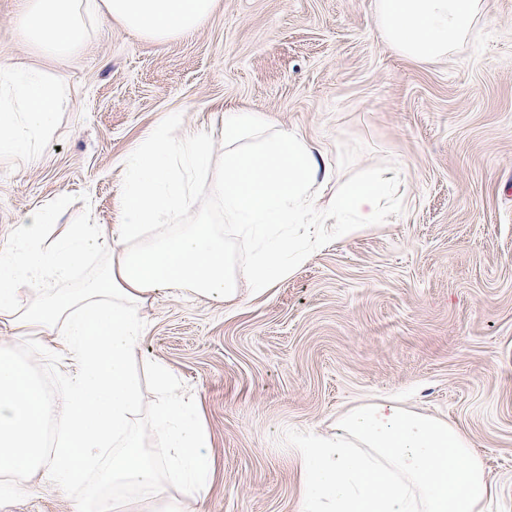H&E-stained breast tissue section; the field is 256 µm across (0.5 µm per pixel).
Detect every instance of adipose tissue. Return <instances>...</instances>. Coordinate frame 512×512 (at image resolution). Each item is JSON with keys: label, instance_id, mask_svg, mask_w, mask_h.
Masks as SVG:
<instances>
[{"label": "adipose tissue", "instance_id": "adipose-tissue-1", "mask_svg": "<svg viewBox=\"0 0 512 512\" xmlns=\"http://www.w3.org/2000/svg\"><path fill=\"white\" fill-rule=\"evenodd\" d=\"M217 0H23L20 28L39 58L79 53L105 18L163 43L197 31ZM486 0H374L373 22L399 56L443 60L487 20ZM68 106L61 84L35 66L0 64V160L42 162V144ZM121 221L32 210L0 241V491L20 495L41 477L87 484L83 512H201L214 474L197 401L176 390L172 369L139 361L142 317L158 291L186 290L217 304L256 296L290 278L324 246L386 219L401 172L369 168L338 184L325 147L257 110L224 113V161L212 136L170 112L122 161ZM208 177L222 221L186 224L197 180ZM337 184L329 213L318 204ZM102 262L76 279L89 256ZM45 349L61 386L47 395L14 347ZM158 394L142 434V375ZM335 440L298 449L302 512H481L491 495L467 435L447 420L388 399L350 409ZM98 465L95 481L89 466Z\"/></svg>", "mask_w": 512, "mask_h": 512}]
</instances>
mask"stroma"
<instances>
[{"mask_svg":"<svg viewBox=\"0 0 512 512\" xmlns=\"http://www.w3.org/2000/svg\"><path fill=\"white\" fill-rule=\"evenodd\" d=\"M23 0H0V62L33 63ZM374 0H218L166 43L95 21L81 53L43 62L69 105L46 165L0 163V237L27 211L121 217V159L166 113L212 134L224 108L266 112L321 142L343 181L398 167V215L329 238L292 277L229 308L181 290L146 310L143 358L198 398L215 475L203 512H300L295 449L347 409L399 398L453 422L512 512V0L445 62L390 50ZM82 488L43 484L0 512H78Z\"/></svg>","mask_w":512,"mask_h":512,"instance_id":"obj_1","label":"stroma"}]
</instances>
